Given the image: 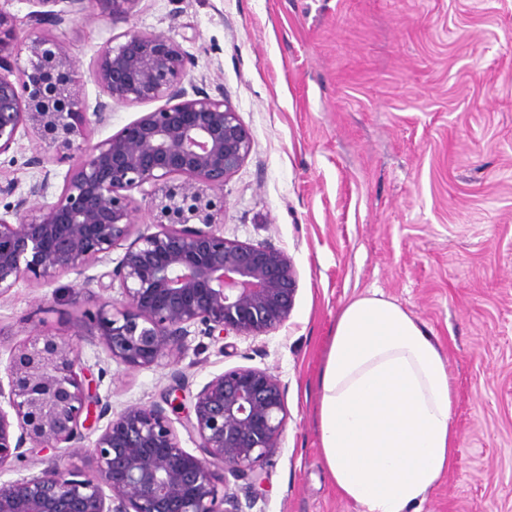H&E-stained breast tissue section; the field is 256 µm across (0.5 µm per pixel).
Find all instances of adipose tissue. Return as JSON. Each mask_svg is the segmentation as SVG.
Segmentation results:
<instances>
[{"instance_id": "adipose-tissue-1", "label": "adipose tissue", "mask_w": 512, "mask_h": 512, "mask_svg": "<svg viewBox=\"0 0 512 512\" xmlns=\"http://www.w3.org/2000/svg\"><path fill=\"white\" fill-rule=\"evenodd\" d=\"M452 385L440 350L405 310L351 300L319 376L322 456L362 512H408L456 462Z\"/></svg>"}]
</instances>
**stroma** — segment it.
<instances>
[{
	"mask_svg": "<svg viewBox=\"0 0 512 512\" xmlns=\"http://www.w3.org/2000/svg\"><path fill=\"white\" fill-rule=\"evenodd\" d=\"M129 30L162 33L190 64L185 83L224 93L253 148L209 191L224 235L285 251L298 272L286 324L257 337L191 332L179 357L132 369L79 337L85 374L113 410L180 400L215 375H277L288 413L263 486L226 475L243 512H359L321 453L318 375L336 318L378 291L438 345L454 391L457 462L421 512H512V0H139L128 21L94 13L47 28L67 45L88 101L101 97L98 50ZM22 129L0 154L19 193L47 179L57 200L70 165L33 168ZM86 276L20 283L0 299V370L31 331L72 334L111 292ZM93 473L80 448L0 471L15 481L53 464Z\"/></svg>",
	"mask_w": 512,
	"mask_h": 512,
	"instance_id": "obj_1",
	"label": "stroma"
}]
</instances>
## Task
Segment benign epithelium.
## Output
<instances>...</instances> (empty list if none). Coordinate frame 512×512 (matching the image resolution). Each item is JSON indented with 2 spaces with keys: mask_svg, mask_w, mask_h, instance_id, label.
I'll return each mask as SVG.
<instances>
[{
  "mask_svg": "<svg viewBox=\"0 0 512 512\" xmlns=\"http://www.w3.org/2000/svg\"><path fill=\"white\" fill-rule=\"evenodd\" d=\"M139 0H29L34 30L59 26L93 9L106 22L128 20ZM63 8L56 9V6ZM13 17L0 9V154L22 128L52 136L78 155L53 203L35 206L48 177L30 185L0 213V299L21 282L81 276L124 249L102 274L120 297L77 322L87 336L129 368L176 358L189 328L203 334L259 336L290 317L297 270L282 250L229 239L201 204V187L224 188L248 158L253 139L220 92L182 86L189 59L162 33L130 30L98 53L93 79L105 98L92 115L103 124L112 104L163 100L161 107L91 143L88 105L66 45L37 36L18 44ZM180 176L176 188L170 179ZM150 185L161 197L154 233L134 234L124 192ZM0 382V471L40 448H86L92 478L54 464L15 481H0V512H241L220 493L216 470L252 473L277 452L287 424L279 377L236 368L214 376L194 396L184 427L197 453L180 446L160 404L119 412L85 383L79 345L46 337L29 341ZM108 419L85 446L90 421ZM230 508L219 510L218 505Z\"/></svg>",
  "mask_w": 512,
  "mask_h": 512,
  "instance_id": "benign-epithelium-1",
  "label": "benign epithelium"
}]
</instances>
